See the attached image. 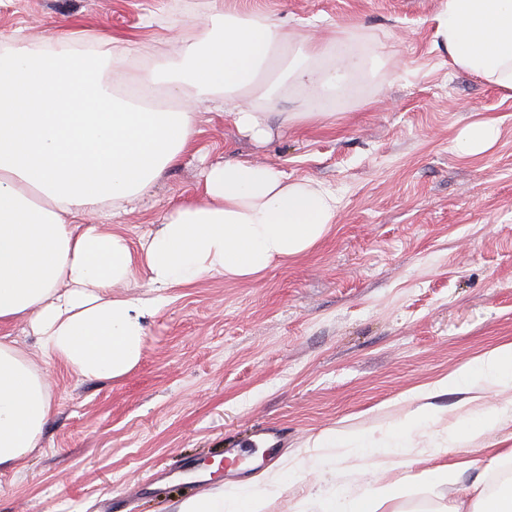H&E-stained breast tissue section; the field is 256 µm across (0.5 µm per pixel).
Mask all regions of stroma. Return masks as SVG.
Returning <instances> with one entry per match:
<instances>
[{"mask_svg": "<svg viewBox=\"0 0 512 512\" xmlns=\"http://www.w3.org/2000/svg\"><path fill=\"white\" fill-rule=\"evenodd\" d=\"M439 0H224L227 9L288 22L299 36L354 27L361 48L379 43L385 64L327 104L313 124L282 125L298 96L271 106V139L241 135L220 112H200L194 146L169 167L141 208L119 218L131 243L198 191L211 163L252 159L336 191L339 214L310 251L270 264L251 280L205 279L169 289L146 322L138 365L112 380H89L46 356L25 321L0 328L49 380L55 412L39 448L0 469V512H174L197 486L184 458L245 446L271 425L286 438L269 463L214 476L241 484L263 471L289 486L271 512H300L308 495L367 477L350 449L313 440L330 429L381 438L432 401L448 426L449 462L483 463L482 449L512 451V418L466 439L467 414L512 410V386L484 380L468 390L446 376L512 342V91L457 70L433 43ZM209 0H0V42L23 35L45 49L78 24L141 49L137 69L200 40L188 13ZM493 121L494 148L465 157L454 139Z\"/></svg>", "mask_w": 512, "mask_h": 512, "instance_id": "obj_1", "label": "stroma"}]
</instances>
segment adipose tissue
<instances>
[{
    "instance_id": "1",
    "label": "adipose tissue",
    "mask_w": 512,
    "mask_h": 512,
    "mask_svg": "<svg viewBox=\"0 0 512 512\" xmlns=\"http://www.w3.org/2000/svg\"><path fill=\"white\" fill-rule=\"evenodd\" d=\"M431 22L436 46L457 68L512 89V0H440ZM210 23L206 38L133 75L125 63L136 44L124 37H112L108 59L81 49L89 37L82 29L60 34L54 52L21 41L0 47V326L25 320L46 355L85 378H119L139 362L146 320L166 303V290L206 277L255 278L314 248L336 222L339 199L322 183L234 160L208 165L196 197L140 248L103 231V205L135 210L194 144L200 105L223 100L237 130L262 144L272 136L276 98L303 95L288 122L318 121L323 98L382 65L346 29L298 38L284 22L225 9L223 0H211ZM138 263L146 292L118 293ZM477 375L511 385L512 342L450 381ZM52 414L46 376L0 341V468L38 448ZM377 467L398 479L370 478L358 496L338 483L323 512H382L402 487L444 483L459 470L446 464L415 475L389 450ZM282 487L264 471L188 497L177 512H270ZM457 494L471 512H512V476L495 488L478 477Z\"/></svg>"
}]
</instances>
